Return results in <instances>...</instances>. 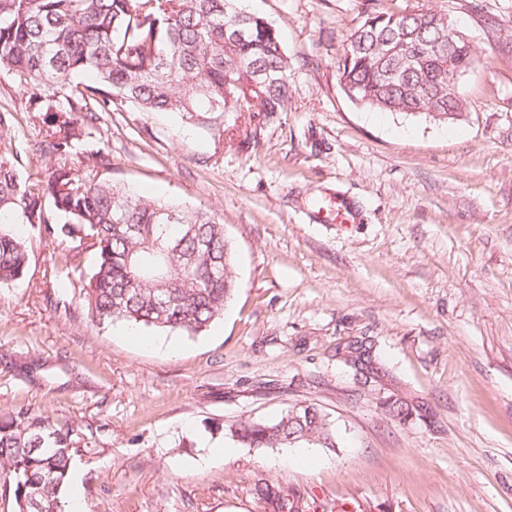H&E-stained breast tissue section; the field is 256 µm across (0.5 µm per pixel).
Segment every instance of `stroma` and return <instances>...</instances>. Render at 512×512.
I'll return each instance as SVG.
<instances>
[{
    "instance_id": "obj_1",
    "label": "stroma",
    "mask_w": 512,
    "mask_h": 512,
    "mask_svg": "<svg viewBox=\"0 0 512 512\" xmlns=\"http://www.w3.org/2000/svg\"><path fill=\"white\" fill-rule=\"evenodd\" d=\"M281 34L292 99L248 146L224 116L103 114L112 178L218 210L237 283L202 334L97 327L79 297L91 251L22 226L23 279L0 287V416L78 429L85 512H274L255 483L315 512H512V0H238ZM448 13L476 61L457 120L379 112L337 62L365 11ZM0 74V136L24 176L59 163L48 116ZM355 212L336 222L337 199ZM366 345L368 360L354 350ZM406 413L395 417L393 403ZM313 404L335 430L312 463L201 439Z\"/></svg>"
}]
</instances>
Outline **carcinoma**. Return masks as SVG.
I'll list each match as a JSON object with an SVG mask.
<instances>
[{"instance_id":"obj_1","label":"carcinoma","mask_w":512,"mask_h":512,"mask_svg":"<svg viewBox=\"0 0 512 512\" xmlns=\"http://www.w3.org/2000/svg\"><path fill=\"white\" fill-rule=\"evenodd\" d=\"M448 14L367 11L347 38L339 84L356 104L383 112L455 119L464 101L448 96V76L465 73L474 51L448 46ZM418 57L409 66L388 45ZM437 44L434 52L429 46ZM291 61L265 18L234 0H0V73L29 90L26 110L52 113L47 148L65 161L48 180L21 178V156L0 150V286L28 262L17 225L94 250L82 305L100 327L117 322L189 335L205 331L236 287L224 218L212 209L146 198L112 180L100 113L220 112L233 121L268 120L292 98ZM224 431L249 448L335 446L316 406L292 407L276 421L239 419ZM73 426L21 407L0 421V495L35 500L38 512H67Z\"/></svg>"}]
</instances>
